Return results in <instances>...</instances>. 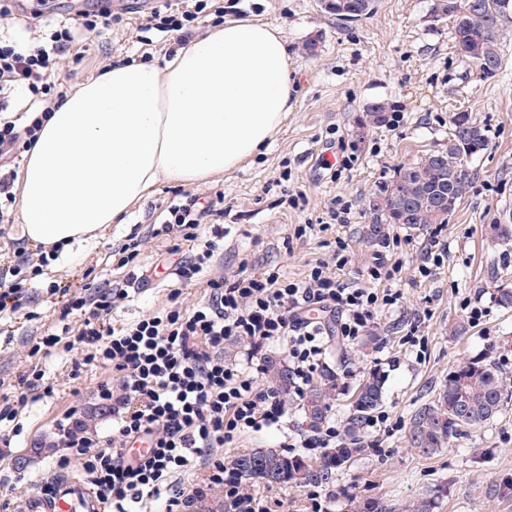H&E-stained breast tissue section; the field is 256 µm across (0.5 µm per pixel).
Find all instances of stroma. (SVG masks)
I'll list each match as a JSON object with an SVG mask.
<instances>
[{"mask_svg":"<svg viewBox=\"0 0 512 512\" xmlns=\"http://www.w3.org/2000/svg\"><path fill=\"white\" fill-rule=\"evenodd\" d=\"M112 2L111 11L120 16V23L87 42L82 64L63 62L68 90L97 78L112 63L138 57V25L152 0ZM224 5L225 20L251 19L282 30L294 107L258 154L235 170L190 187L199 195L215 187L224 190V250L211 274L229 276L245 265L252 271L275 268L299 279L310 265L342 246L349 258V279L382 254L402 265L395 286L403 299L380 315L373 343L332 340L327 345L326 368L339 379L331 418L343 419L358 385L377 369L384 378L382 409L398 423L387 433L367 431L366 440H378L379 445L329 485L334 495L331 512H353V499L367 497L404 512L423 496L434 498V512H512V498L495 492L497 485L512 480V403L496 420L432 455H419L407 440L412 412L434 399L459 360L496 363L512 392V309L498 306L493 282L499 271L512 272V250L504 251L488 231L494 219L512 214V35L501 70L484 79L457 55L450 23L434 21L433 0H375L372 12L354 23L324 12L318 0H224ZM378 99L396 107L398 122L358 138L357 117ZM461 111L471 113L484 128L487 148L467 164V193L442 231L447 246L443 265L420 281L414 271L429 230L396 228L392 234L400 242L398 248L368 246L363 239L365 202L398 165L442 147L452 114ZM328 161L339 163V170L325 169ZM173 189L172 183L161 184L149 199L132 207L125 223L109 225L96 241L73 245L44 266L26 306L34 320L0 322V396L13 392L35 364L55 388L53 397L20 409L10 432L11 446L0 452V483L17 485L10 512H22L26 499L61 472L55 463L61 454L58 424L64 416L88 420L89 431L99 436L112 433L111 415L88 416L97 404L98 385L111 378L109 371L89 366L75 378L70 353L59 349L40 360L30 355L58 326L47 285L62 279L77 286L88 273L100 281L122 282L127 271L117 265L121 247L131 233L148 236ZM287 192L302 194L297 207L283 204ZM336 199L351 208L347 224L296 238L297 225L319 223ZM164 251V243L150 240L137 258L148 279L113 311L115 324L166 305L177 280L164 265ZM469 298L488 310L480 324H470L462 308ZM414 325L425 338L420 356L400 344ZM458 325L464 331L456 336L452 330ZM286 426L283 432L244 435L238 454L280 448L288 435H313L301 401L287 399ZM61 473L80 475L75 467Z\"/></svg>","mask_w":512,"mask_h":512,"instance_id":"1","label":"stroma"}]
</instances>
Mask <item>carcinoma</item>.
<instances>
[{
	"label": "carcinoma",
	"mask_w": 512,
	"mask_h": 512,
	"mask_svg": "<svg viewBox=\"0 0 512 512\" xmlns=\"http://www.w3.org/2000/svg\"><path fill=\"white\" fill-rule=\"evenodd\" d=\"M321 8L344 20L349 15L370 13L373 0H320ZM438 20H449L459 56L477 70L489 63L494 70L503 64L504 40L512 29V0H434ZM394 105L386 100L367 105L357 118L358 136L385 127L393 121ZM452 130L443 147L430 151L412 163L398 166L379 189L371 193L375 207L365 209L368 224L364 237L372 245L385 244L390 228H429L448 223V215L467 192L463 163L482 153L487 141L480 126L467 112H455ZM491 236L504 245L512 243V219L489 225ZM497 273L495 300L512 308V282ZM271 378L283 391L291 385L288 366L269 363ZM382 378L373 371L363 379L343 420L345 439L341 446L326 450L316 461L288 457L274 448H260L230 460L240 476L254 483L322 487L336 481L340 471L363 455L364 434L370 417L382 405ZM337 377L326 373L310 388L303 410L310 426L324 424L331 410ZM505 383L496 366L484 360H464L448 373L438 396L417 409L410 419L408 442L416 451L431 455L466 436L476 427L495 419L503 410ZM354 512H394L393 507L375 498L354 501Z\"/></svg>",
	"instance_id": "obj_1"
}]
</instances>
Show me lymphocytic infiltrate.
Here are the masks:
<instances>
[{"instance_id":"1","label":"lymphocytic infiltrate","mask_w":512,"mask_h":512,"mask_svg":"<svg viewBox=\"0 0 512 512\" xmlns=\"http://www.w3.org/2000/svg\"><path fill=\"white\" fill-rule=\"evenodd\" d=\"M224 0H156L140 27L169 34L184 45L195 24L211 18L220 25ZM111 12L87 9L75 23H59L36 42L0 41V223H11L16 203L15 181L21 153L29 151L51 112L66 97L59 61L81 38L100 37L110 30ZM211 219V230L201 227ZM224 192L206 197L182 193L165 209L153 229L168 243L178 288L168 295L167 309L111 326L112 309L128 299L138 282L83 284L79 291L54 281L50 295L62 296L60 333H50L35 352L51 356L57 345L83 351L74 372L96 365L108 370L112 382L97 388L100 400L112 406V433L103 438L87 431L64 430L59 468L78 465L87 486L104 512H134L146 500L162 501L164 512H187L196 497L220 488L231 512H271L268 500L252 493L225 461L224 451L245 433L278 427L286 415L280 391L264 385L263 351L285 343L291 387L303 397L314 375L324 369L326 339L350 342L366 335L381 309L398 305L402 294L393 288L399 264L377 258L362 273L363 284L339 276L348 263L343 252L310 266L299 280L275 270L208 276L224 245ZM189 256H182L183 244ZM31 283L24 263L0 277V315L11 317L29 300ZM203 286L201 301L184 307L182 290ZM249 341L241 362L224 359V344ZM148 439L146 455L128 463L125 450ZM189 478V488L178 479Z\"/></svg>"}]
</instances>
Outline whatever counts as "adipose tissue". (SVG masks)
<instances>
[{"label":"adipose tissue","instance_id":"1","mask_svg":"<svg viewBox=\"0 0 512 512\" xmlns=\"http://www.w3.org/2000/svg\"><path fill=\"white\" fill-rule=\"evenodd\" d=\"M292 109L288 46L253 20L216 26L160 63L112 65L67 96L28 152L24 234L47 249L95 240L161 182L234 170Z\"/></svg>","mask_w":512,"mask_h":512}]
</instances>
